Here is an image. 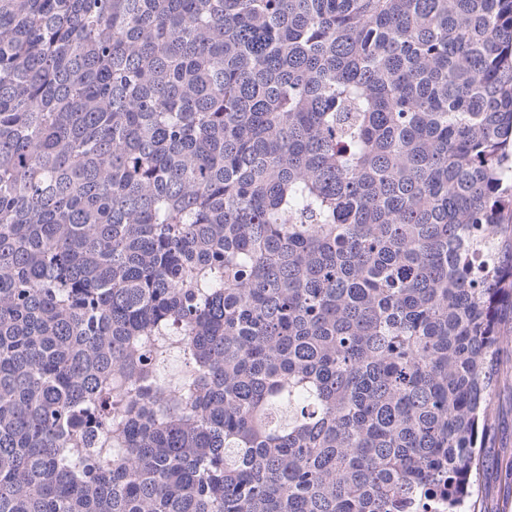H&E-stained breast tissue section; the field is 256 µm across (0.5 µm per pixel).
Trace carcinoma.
I'll return each mask as SVG.
<instances>
[{"instance_id": "1", "label": "carcinoma", "mask_w": 512, "mask_h": 512, "mask_svg": "<svg viewBox=\"0 0 512 512\" xmlns=\"http://www.w3.org/2000/svg\"><path fill=\"white\" fill-rule=\"evenodd\" d=\"M512 332V0H0V512H472Z\"/></svg>"}]
</instances>
